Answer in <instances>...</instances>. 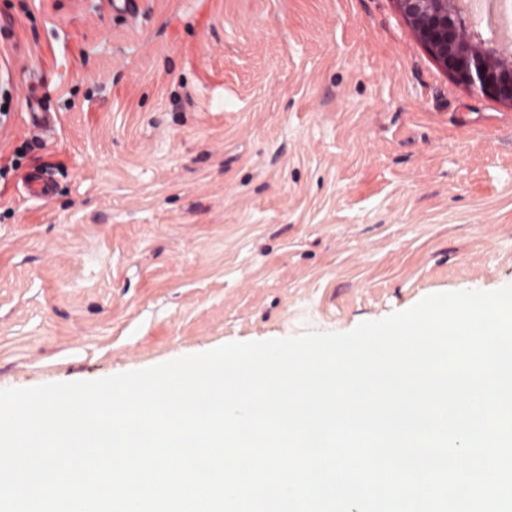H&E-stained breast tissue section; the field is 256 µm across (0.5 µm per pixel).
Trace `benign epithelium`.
Masks as SVG:
<instances>
[{
  "mask_svg": "<svg viewBox=\"0 0 512 512\" xmlns=\"http://www.w3.org/2000/svg\"><path fill=\"white\" fill-rule=\"evenodd\" d=\"M430 54L458 82L512 105V52L482 38L465 0H395Z\"/></svg>",
  "mask_w": 512,
  "mask_h": 512,
  "instance_id": "obj_1",
  "label": "benign epithelium"
}]
</instances>
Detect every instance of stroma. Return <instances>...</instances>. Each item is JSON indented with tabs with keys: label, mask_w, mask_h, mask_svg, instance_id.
<instances>
[{
	"label": "stroma",
	"mask_w": 512,
	"mask_h": 512,
	"mask_svg": "<svg viewBox=\"0 0 512 512\" xmlns=\"http://www.w3.org/2000/svg\"><path fill=\"white\" fill-rule=\"evenodd\" d=\"M1 164L0 389L512 284V106L394 0H0Z\"/></svg>",
	"instance_id": "stroma-1"
}]
</instances>
